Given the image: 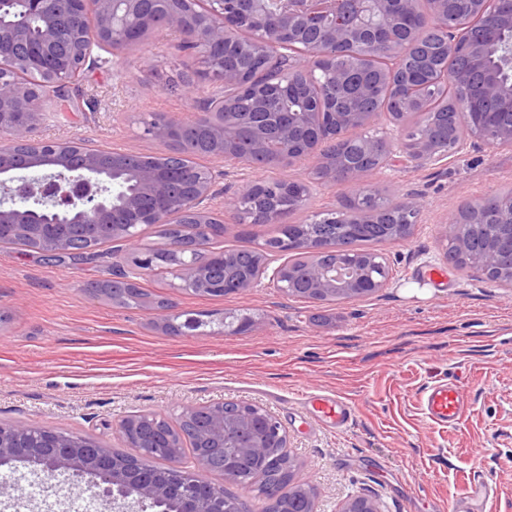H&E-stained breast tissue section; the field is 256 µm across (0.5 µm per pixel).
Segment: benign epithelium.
<instances>
[{"label":"benign epithelium","mask_w":512,"mask_h":512,"mask_svg":"<svg viewBox=\"0 0 512 512\" xmlns=\"http://www.w3.org/2000/svg\"><path fill=\"white\" fill-rule=\"evenodd\" d=\"M275 0H71L84 15L94 13L89 27H72L67 39L58 35L65 18L55 12L54 0H25L26 8L43 17L40 38L29 39L16 25L0 22V235L24 240L43 257L53 261L72 253L76 224H92L98 234L114 242L138 241L143 226L180 222L189 225L193 244L166 239L159 248L138 247V252L123 257L140 274L165 273L172 287L189 294L219 292L224 295L246 292L262 281L280 292L313 303L330 299H354L375 293L391 277V264L383 252L363 254L359 264L339 262L327 265L322 259L327 246L315 238L296 246L295 224H284L276 246L262 244L254 252L252 268L243 275H216L224 256L213 254L202 260L196 251L206 248L202 239L214 232L224 233V225L209 200L222 170L201 168L198 177L186 182L177 195L170 183L151 167L136 174L134 188L120 189L117 173L122 163L107 169L100 153L66 142L37 139L33 136L43 112L44 99L65 101L67 89L76 84L94 47L120 48L135 41L140 31L156 26L159 10L164 24L186 34L178 43L182 52L199 56L205 73L219 82L220 94L207 99L203 111L190 119L168 118L144 127V133L166 137L188 124L205 128L214 143L212 157L228 162L241 158L224 151V142L236 137L239 129L251 133L256 155L288 157V162L310 163L315 183L334 187H363L369 172L361 169L358 157L386 151L403 161L421 164L436 161L448 151L440 148L430 134L419 138L405 122L389 121L391 132L381 136L368 133L376 114L342 112L336 108L333 87L349 80L344 70L333 69L322 80L314 78L316 61L336 56L343 49L362 50L387 57L386 74H401V112L421 114L435 109L423 100L421 85L405 70L406 62L422 49L423 32L430 28L448 31L441 50L457 55L465 45L473 63L486 60L488 51L500 52V60L483 72L481 88L488 100L512 99V6L501 0H472V14L462 22L448 23L449 0H434L432 12L416 9V0H323L320 9L310 7L313 0H294L285 10L273 7ZM239 46L250 61L272 66L285 58L282 74L300 76L311 85L314 97L311 111L296 113L234 112L232 107L240 88L247 86L246 70L224 66V46ZM455 115L469 132L470 145L512 147V125L489 124L474 119L466 101L453 102ZM350 142L356 157L336 160L333 148ZM302 181L271 179L248 183L239 191L224 195V209L241 211L250 198L257 223L283 224L285 212L276 198L296 199V207L307 197L299 193ZM425 208L419 197L394 200L375 210L359 204L341 213L344 224H377L387 216L394 226L384 235L386 241H404L409 224L418 222ZM48 217L43 224L29 223V215ZM448 227L456 237L455 253L483 273L494 274L492 282L512 288V195L492 194L479 204L463 203L448 215ZM471 224H497L509 230L508 238L496 247L480 248L469 231ZM273 253L294 254L270 267ZM115 296L137 287L136 280L119 276L104 283ZM181 319L179 334H189L198 317L189 313H167L160 318L161 331L171 334L173 319ZM225 333L248 331L255 319L248 314L226 313L220 320ZM149 412L131 413L106 424L112 438L125 448H147L157 438L146 429ZM181 416L185 426L164 435L163 444L176 464L178 448L188 437L196 440L194 459L201 472L212 465L248 463L267 450L269 426L278 420L267 410L251 403H239L229 410L228 402L187 406ZM30 459L39 470L42 482L57 486L64 473L92 474L91 489L102 510L138 509L146 512L170 501L168 486L142 466L117 467L108 448L97 438L75 432L47 429L34 420L0 423V464ZM270 500L278 504L284 497L306 494L317 504L318 489L297 459L288 455L281 475L269 488ZM224 497V490L210 482L188 495L181 512H210L211 501ZM338 512H382L378 500L370 495L348 497Z\"/></svg>","instance_id":"obj_1"}]
</instances>
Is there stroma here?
<instances>
[{"instance_id":"obj_1","label":"stroma","mask_w":512,"mask_h":512,"mask_svg":"<svg viewBox=\"0 0 512 512\" xmlns=\"http://www.w3.org/2000/svg\"><path fill=\"white\" fill-rule=\"evenodd\" d=\"M179 33L150 34L137 47L94 50L69 109L48 104L36 137L104 151L165 156L167 140L145 134L153 115L187 119L220 91L201 61L180 53ZM272 177L308 182V200L289 214L304 224L340 209L346 186L312 183L306 164L236 165L230 188ZM391 198L421 196L425 209L408 240L383 245L395 272L387 286L353 301L309 303L262 284L209 297L141 279L150 297L192 313H251L234 335L166 336L145 308L129 309L86 285L112 277V260L52 264L0 248V423L34 420L65 432L117 441L102 422L135 411L176 417L183 407L243 401L271 412L319 491L318 512L356 494L384 512H443L467 484L486 483L475 512H512V289L445 257L446 222L462 201L512 191V147H469L440 162L383 167L366 179ZM224 218L220 248H252L276 234L213 201ZM457 383L467 410L453 426L421 406L429 385ZM330 392L355 407L338 430L314 423L304 396ZM0 512H100L86 480L45 494L29 466H0Z\"/></svg>"}]
</instances>
